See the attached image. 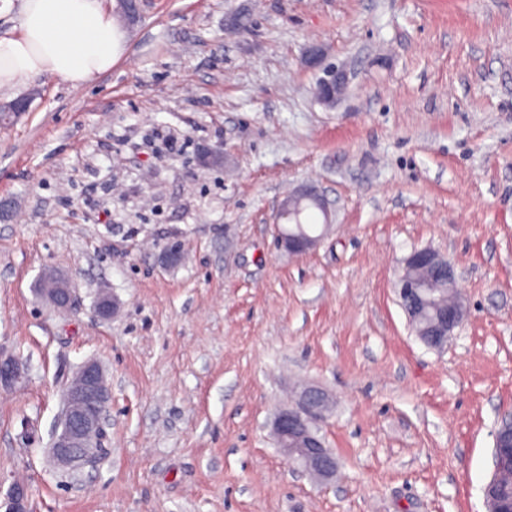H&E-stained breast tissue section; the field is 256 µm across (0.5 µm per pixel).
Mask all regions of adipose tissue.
<instances>
[{"mask_svg":"<svg viewBox=\"0 0 512 512\" xmlns=\"http://www.w3.org/2000/svg\"><path fill=\"white\" fill-rule=\"evenodd\" d=\"M21 29L0 38V91L35 75L79 88L122 56L125 32L103 0H22Z\"/></svg>","mask_w":512,"mask_h":512,"instance_id":"1","label":"adipose tissue"}]
</instances>
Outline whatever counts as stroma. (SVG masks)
Returning a JSON list of instances; mask_svg holds the SVG:
<instances>
[{
  "mask_svg": "<svg viewBox=\"0 0 512 512\" xmlns=\"http://www.w3.org/2000/svg\"><path fill=\"white\" fill-rule=\"evenodd\" d=\"M125 52L78 89L29 78L0 119V512H486L512 414V0H141ZM350 83L336 103L327 68ZM303 184L333 229L291 255ZM181 259L166 262L172 244ZM455 265L465 317L438 351L396 288L405 258ZM64 272L68 313L34 285ZM108 292L119 312L96 310ZM98 361L105 450L49 457L63 392ZM326 389L338 463L282 453L292 387ZM297 204L303 202H312L321 211L326 221L329 219L330 205L327 199L318 193L314 188H305L297 194L288 196L277 209L276 233L279 246L287 250L289 253L302 254L315 248L323 236V232L319 235L312 236L307 234L293 235L284 232L280 221L293 212L292 203ZM22 365L10 354L0 351V388H9L20 378ZM493 472L488 484L498 473L512 466V415L502 418L494 432Z\"/></svg>",
  "mask_w": 512,
  "mask_h": 512,
  "instance_id": "35a3bbf8",
  "label": "stroma"
}]
</instances>
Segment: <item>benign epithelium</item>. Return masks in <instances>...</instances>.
Instances as JSON below:
<instances>
[{"instance_id":"benign-epithelium-1","label":"benign epithelium","mask_w":512,"mask_h":512,"mask_svg":"<svg viewBox=\"0 0 512 512\" xmlns=\"http://www.w3.org/2000/svg\"><path fill=\"white\" fill-rule=\"evenodd\" d=\"M329 72L331 79L319 87V96L328 101L340 96L347 84L345 75L338 70L331 68ZM294 202L314 203L326 219L329 218L330 205L323 195L311 187L288 196L279 205L276 224L279 246L290 253L302 254L315 248L322 235H293L284 232L280 221L293 211ZM415 270H430L436 276L453 283L455 266L448 260V256L431 248L416 249L405 258L403 273L399 277L402 284L399 297H415L412 312L417 315L427 305V299L422 291L415 290V279L409 275V272ZM54 280L55 287L42 300L61 312H68L75 302L73 291L60 277L56 276ZM463 318L461 305L450 307L441 318L429 324L421 335L426 337V344L430 348L439 350L448 343V337L462 323ZM21 373L19 360L0 351V388L13 386ZM110 398L109 384L101 365L95 360L85 362L63 393L61 431L55 435L52 443V457L58 467L76 472L87 464L92 450L100 447ZM333 405V398L325 389L305 385L296 392L294 401L279 409L273 419V434L284 454L321 481L336 476L337 462L314 427L326 420ZM509 466H512V415L501 419L494 432L491 478H496L501 470ZM9 499L8 512H27L28 489L25 485H14Z\"/></svg>"}]
</instances>
